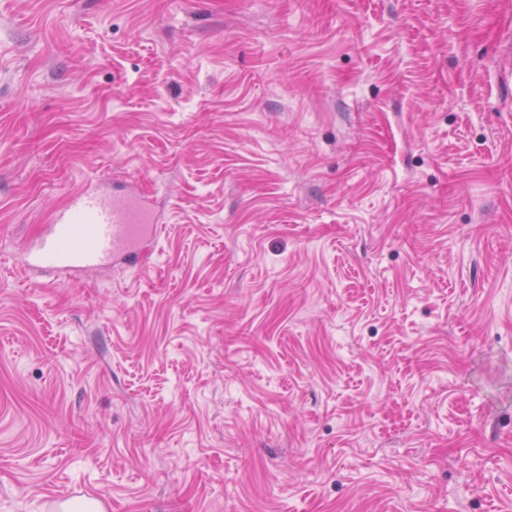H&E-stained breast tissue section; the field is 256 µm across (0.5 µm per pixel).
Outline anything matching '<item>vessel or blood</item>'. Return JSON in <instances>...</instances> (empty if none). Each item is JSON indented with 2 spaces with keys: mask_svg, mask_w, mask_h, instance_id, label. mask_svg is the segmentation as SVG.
<instances>
[{
  "mask_svg": "<svg viewBox=\"0 0 512 512\" xmlns=\"http://www.w3.org/2000/svg\"><path fill=\"white\" fill-rule=\"evenodd\" d=\"M160 232L159 216L130 185L88 184L28 244L22 266L80 273L108 261L135 267L143 244Z\"/></svg>",
  "mask_w": 512,
  "mask_h": 512,
  "instance_id": "1",
  "label": "vessel or blood"
}]
</instances>
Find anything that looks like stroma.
<instances>
[{"mask_svg":"<svg viewBox=\"0 0 512 512\" xmlns=\"http://www.w3.org/2000/svg\"><path fill=\"white\" fill-rule=\"evenodd\" d=\"M84 497L512 512V0H0V512ZM150 205L128 184L112 190L103 182L85 185L28 244L22 266L80 273L108 261L138 267L143 244L162 230ZM85 222L91 224L84 228Z\"/></svg>","mask_w":512,"mask_h":512,"instance_id":"35a3bbf8","label":"stroma"}]
</instances>
